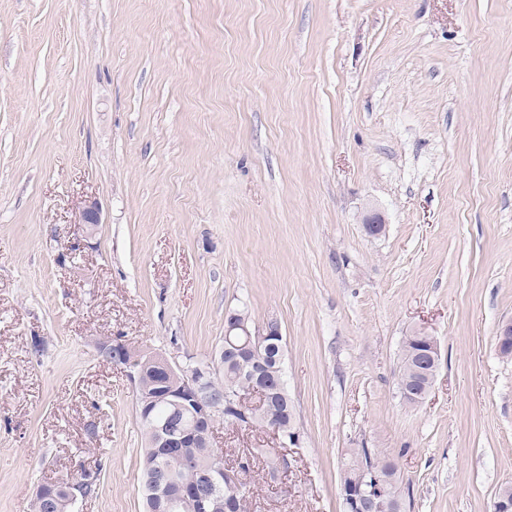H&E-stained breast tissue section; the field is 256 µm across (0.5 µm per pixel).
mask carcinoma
<instances>
[{
	"label": "carcinoma",
	"mask_w": 512,
	"mask_h": 512,
	"mask_svg": "<svg viewBox=\"0 0 512 512\" xmlns=\"http://www.w3.org/2000/svg\"><path fill=\"white\" fill-rule=\"evenodd\" d=\"M426 337L415 334L407 337L402 349V368L399 383L403 384L410 393L420 392L430 386L431 372L416 370L410 362L417 359V353L425 348ZM258 367L269 381L263 403L256 411L251 423L242 428H263L269 419L277 420L284 427L295 425L293 407L288 397L284 380L283 349L269 347L256 357ZM252 382V378L239 363L221 361L218 374L212 375L205 384V391L217 398L242 391ZM173 385L168 377L155 372L148 366L144 370L141 384L136 392V414L142 428L145 448L141 461V481L146 501V512H160V499L163 495L172 494L181 487L200 483L202 476L210 473L219 466L218 458L222 453L211 447L204 440L196 442V447L187 449L189 462H183L181 449L168 448L166 452L156 447L158 433L156 427L166 426L172 437L180 435L182 430L189 427L190 416L181 413L171 406L166 393ZM386 456L368 448L352 449L347 467L349 475L342 480L355 478L359 471L370 464H379ZM235 471L224 470V474L215 487V495L225 496L230 490H235L238 499L237 512H249L253 498V487L247 482L236 484Z\"/></svg>",
	"instance_id": "obj_1"
}]
</instances>
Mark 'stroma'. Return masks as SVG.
I'll return each instance as SVG.
<instances>
[{
  "instance_id": "obj_1",
  "label": "stroma",
  "mask_w": 512,
  "mask_h": 512,
  "mask_svg": "<svg viewBox=\"0 0 512 512\" xmlns=\"http://www.w3.org/2000/svg\"><path fill=\"white\" fill-rule=\"evenodd\" d=\"M243 307L280 324L301 432L219 429L226 461L288 460H254L250 512H343L353 448L396 460L406 512H490L512 0H0V512L80 466L78 512H144L135 392L97 345L207 363ZM416 330L440 363L409 404ZM431 338L430 350L426 351L425 364H430L433 369L434 378L438 369L439 359V348L437 340L434 336L419 335L408 336L402 349V368L400 370L399 383L403 384L409 393H416L425 390L430 386L431 372L421 369L416 370L411 365H407L409 362L417 359V353L424 350L428 343L427 338Z\"/></svg>"
}]
</instances>
